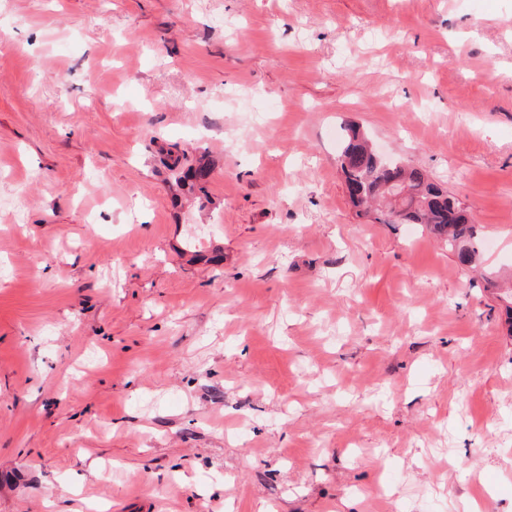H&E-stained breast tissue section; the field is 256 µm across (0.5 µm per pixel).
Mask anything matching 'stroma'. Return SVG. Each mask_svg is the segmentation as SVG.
Masks as SVG:
<instances>
[{"instance_id": "stroma-1", "label": "stroma", "mask_w": 512, "mask_h": 512, "mask_svg": "<svg viewBox=\"0 0 512 512\" xmlns=\"http://www.w3.org/2000/svg\"><path fill=\"white\" fill-rule=\"evenodd\" d=\"M510 295L512 0H0V512H512ZM345 132L338 163L344 182L359 195L350 200L359 214L368 216L374 207V219L380 224H419L448 246L459 265L476 267L482 256V232L465 204L419 168L381 160L361 126L350 125ZM395 185L406 191L401 217H396L387 197ZM362 204L366 213L359 209Z\"/></svg>"}]
</instances>
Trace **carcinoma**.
<instances>
[{
    "label": "carcinoma",
    "mask_w": 512,
    "mask_h": 512,
    "mask_svg": "<svg viewBox=\"0 0 512 512\" xmlns=\"http://www.w3.org/2000/svg\"><path fill=\"white\" fill-rule=\"evenodd\" d=\"M338 163L344 182L358 194L350 200L354 208L375 209L374 219L381 224H418L444 242L459 265L475 267L480 263L482 232L465 204L422 170L408 163L381 160L361 126L353 124L345 129ZM395 185L406 191L402 200L405 215L401 217L394 214L387 197Z\"/></svg>",
    "instance_id": "cac0c4a2"
}]
</instances>
